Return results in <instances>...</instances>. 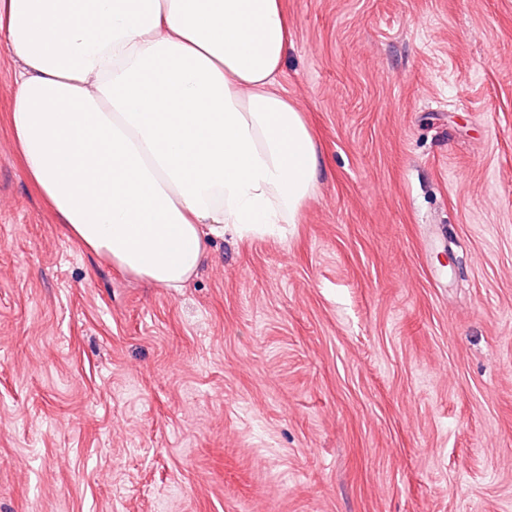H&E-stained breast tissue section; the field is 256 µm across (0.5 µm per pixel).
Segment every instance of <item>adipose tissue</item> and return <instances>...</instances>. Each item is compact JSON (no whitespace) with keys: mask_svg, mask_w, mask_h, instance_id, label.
I'll return each instance as SVG.
<instances>
[{"mask_svg":"<svg viewBox=\"0 0 512 512\" xmlns=\"http://www.w3.org/2000/svg\"><path fill=\"white\" fill-rule=\"evenodd\" d=\"M283 0H0L28 182L115 271L183 287L224 233L299 223L316 143Z\"/></svg>","mask_w":512,"mask_h":512,"instance_id":"ef3b65f1","label":"adipose tissue"}]
</instances>
